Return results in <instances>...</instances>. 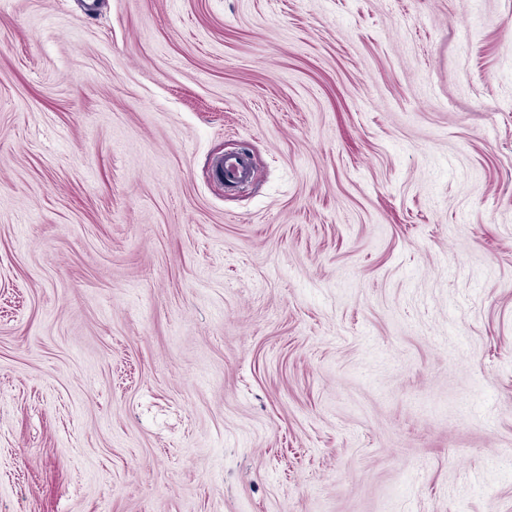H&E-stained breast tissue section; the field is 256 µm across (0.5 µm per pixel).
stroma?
I'll return each instance as SVG.
<instances>
[{
  "mask_svg": "<svg viewBox=\"0 0 512 512\" xmlns=\"http://www.w3.org/2000/svg\"><path fill=\"white\" fill-rule=\"evenodd\" d=\"M0 512H512V0H0Z\"/></svg>",
  "mask_w": 512,
  "mask_h": 512,
  "instance_id": "stroma-1",
  "label": "stroma"
}]
</instances>
